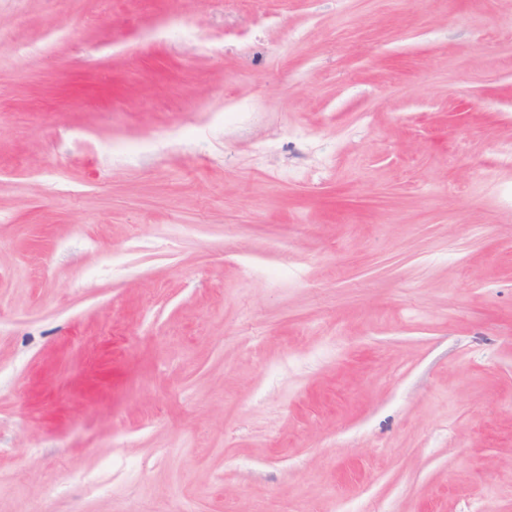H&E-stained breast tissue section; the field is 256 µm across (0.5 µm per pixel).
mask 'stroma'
Returning <instances> with one entry per match:
<instances>
[{
    "label": "stroma",
    "mask_w": 512,
    "mask_h": 512,
    "mask_svg": "<svg viewBox=\"0 0 512 512\" xmlns=\"http://www.w3.org/2000/svg\"><path fill=\"white\" fill-rule=\"evenodd\" d=\"M0 512H512V0H0Z\"/></svg>",
    "instance_id": "obj_1"
}]
</instances>
